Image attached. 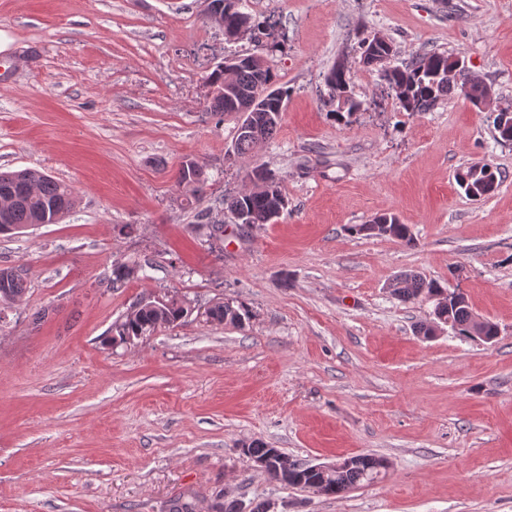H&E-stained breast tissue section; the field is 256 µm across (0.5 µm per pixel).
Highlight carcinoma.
<instances>
[{"instance_id": "cac0c4a2", "label": "carcinoma", "mask_w": 512, "mask_h": 512, "mask_svg": "<svg viewBox=\"0 0 512 512\" xmlns=\"http://www.w3.org/2000/svg\"><path fill=\"white\" fill-rule=\"evenodd\" d=\"M224 2L222 23L219 27L231 39L245 33L255 34V20L241 10L242 0H216ZM392 43L374 36L362 43V61L366 65L380 67L381 80L391 91L397 103L406 112H426L437 100L448 95L450 83L438 72L458 69L459 80L455 86L464 95L483 97L492 92V87L466 68H457L461 57L448 53L427 52L412 58L404 67L388 68L385 62L392 55ZM230 70L216 68L208 77L215 84L230 80V89L211 98L210 110L221 115L245 114L238 124L234 150L239 156H251L260 151L272 139L280 125L281 98L288 97V89L279 86V98L265 97L254 100L257 89L265 84H276V79L259 55L235 56L224 60ZM326 83L340 96L350 84V70L339 61L326 76ZM260 185L255 189L224 198V209L244 216L247 225L271 224L288 208V198L282 188V179L263 165L255 167ZM455 181L464 193L474 199L491 194L499 185L497 171L487 163L473 164L457 170ZM208 178L202 167L179 166L176 184L185 196L196 198L204 194ZM74 205L72 188L51 175L35 169L0 171V233H18L38 224H56ZM389 229V237L407 246L414 245L407 225L394 214L375 216L370 223L360 224L351 231L366 237H380L383 229ZM134 267L126 264L112 270L113 288L124 287L133 276ZM392 295L402 301L419 298L435 300L432 319L441 317L449 321V328L457 336H470L475 327L474 313L463 293L449 291L439 282L426 280L415 273H405L391 283ZM27 291V273L23 269L0 268V301L8 304L21 300ZM187 314L184 302L176 297L168 299L161 310L130 309L124 318L112 328L108 343L116 346L125 343L127 336H148L161 327L178 324ZM206 320L217 323L240 325L249 317V310L242 304L219 301L205 310ZM388 461L384 457L360 455L358 458L332 475L329 479L328 495H340L353 488L372 483L379 474L386 472Z\"/></svg>"}]
</instances>
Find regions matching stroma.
Segmentation results:
<instances>
[{
  "label": "stroma",
  "mask_w": 512,
  "mask_h": 512,
  "mask_svg": "<svg viewBox=\"0 0 512 512\" xmlns=\"http://www.w3.org/2000/svg\"><path fill=\"white\" fill-rule=\"evenodd\" d=\"M270 35L226 39L205 0H0V169L69 185L59 223L0 235V268L28 292L0 305V512H211L218 497L276 512H512V0H248ZM391 65L461 55L494 90L459 89L406 112L364 38ZM262 55L290 96L258 155L234 154L238 117L209 110L224 59ZM350 67L359 111L335 117L324 77ZM205 170L186 203L185 159ZM502 174L468 198L457 169ZM288 209L242 229L221 204L257 165ZM396 214L415 246L351 234ZM224 227L212 239L201 220ZM138 263L124 288L112 266ZM414 271L464 292L493 342L419 335L434 304L389 284ZM183 299L177 325L104 344L145 297ZM218 301L243 325L208 322ZM253 440L307 464L386 458L385 476L338 496L286 487L240 452ZM175 177L177 186L187 197L196 198L203 195L208 186V178L199 165L194 167L188 165V168H185L181 163ZM204 314L209 322L240 325L249 317V310L242 304L234 305L233 302L219 301L207 308Z\"/></svg>",
  "instance_id": "stroma-1"
}]
</instances>
